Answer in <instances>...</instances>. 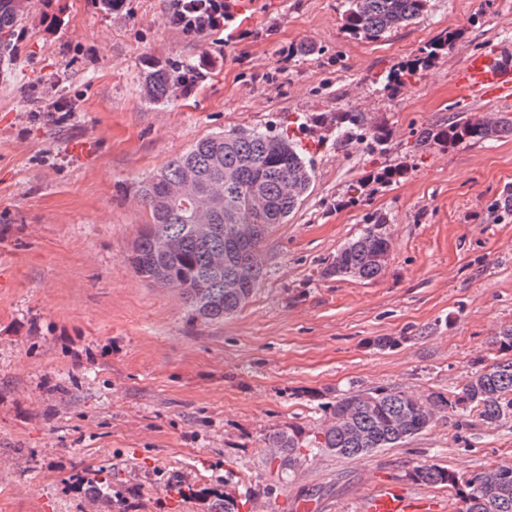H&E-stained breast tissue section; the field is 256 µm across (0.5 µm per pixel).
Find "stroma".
<instances>
[{"mask_svg":"<svg viewBox=\"0 0 512 512\" xmlns=\"http://www.w3.org/2000/svg\"><path fill=\"white\" fill-rule=\"evenodd\" d=\"M344 0H249L244 38L192 42L165 27L167 0H31L18 55L0 74V512H357L393 481L464 512L448 487L412 481L434 462L469 474L512 463V420L448 417L361 459L260 462L266 435L319 423V403L359 388L455 390L512 326V136L416 150L449 117L495 118L512 102L460 103L454 74L489 43L512 44V0H431L376 41L342 30ZM448 29L461 38L398 93L384 76ZM309 53L280 63L281 49ZM192 65L191 94L155 106L149 67ZM52 89L72 112L43 114ZM355 108L386 121L387 150L340 151L330 123ZM299 116L314 177L262 247L265 276L224 320L192 318L177 289L127 257L148 213L137 188L198 140L282 129ZM399 165L402 177L373 183ZM391 248L372 281L328 275L373 214ZM392 345L378 346L380 337ZM112 492L92 493L102 470Z\"/></svg>","mask_w":512,"mask_h":512,"instance_id":"1","label":"stroma"}]
</instances>
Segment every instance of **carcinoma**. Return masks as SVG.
Instances as JSON below:
<instances>
[{"label":"carcinoma","mask_w":512,"mask_h":512,"mask_svg":"<svg viewBox=\"0 0 512 512\" xmlns=\"http://www.w3.org/2000/svg\"><path fill=\"white\" fill-rule=\"evenodd\" d=\"M430 0H345L343 28L354 39L377 41L424 16ZM28 11V0H0V65H12L17 55V31ZM441 44L422 46L406 67L385 77L392 91L430 64ZM181 76L163 68L144 73L141 91L152 103H165ZM336 147L364 146L371 153L386 150L390 129L370 124L358 110L336 113ZM512 136V117L495 121L460 118L417 131L419 148L475 145ZM197 176L198 195L220 194L222 204L209 215L213 230L197 231L196 221L180 192L185 167ZM313 178L310 159L300 142L283 131L217 132L199 140L182 155L139 186L150 213L135 241L129 262L134 272L151 282L177 288L193 317L216 320L239 311L260 284L264 272L261 244L277 224H285L298 208ZM387 219L377 215L356 238L337 253L330 267L336 276L360 281L379 277L390 249ZM224 264H217V257ZM239 279L244 287L226 288ZM495 353L478 358L479 368L454 391L416 395L403 390L374 388L344 393L323 406L322 423L310 430L290 425L266 438L262 462L266 468L292 474L309 457L363 458L421 434L448 415L475 411L490 425L512 418V328L492 336ZM410 478L428 486L446 485L465 502V512H512V464L491 465L467 478L435 463L416 466ZM260 491L247 488L224 497V512H240Z\"/></svg>","instance_id":"cac0c4a2"}]
</instances>
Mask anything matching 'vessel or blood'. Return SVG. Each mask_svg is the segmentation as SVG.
I'll return each mask as SVG.
<instances>
[{"label": "vessel or blood", "instance_id": "obj_1", "mask_svg": "<svg viewBox=\"0 0 512 512\" xmlns=\"http://www.w3.org/2000/svg\"><path fill=\"white\" fill-rule=\"evenodd\" d=\"M460 89L479 100H512V61L495 45L467 55L455 73ZM364 512H418L412 497L393 487L379 489L365 501Z\"/></svg>", "mask_w": 512, "mask_h": 512}]
</instances>
